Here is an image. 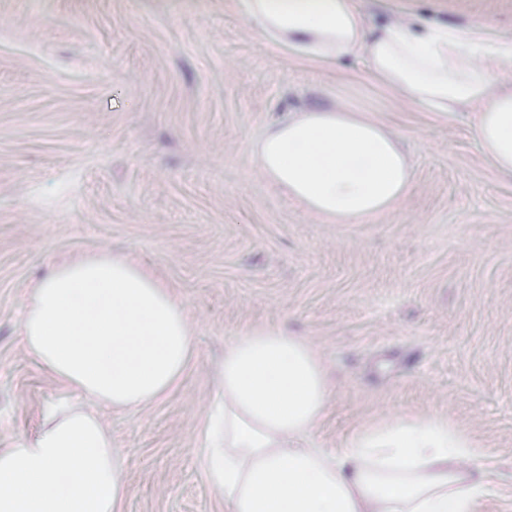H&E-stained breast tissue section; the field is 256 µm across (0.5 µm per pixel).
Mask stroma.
Segmentation results:
<instances>
[{
  "instance_id": "stroma-1",
  "label": "stroma",
  "mask_w": 512,
  "mask_h": 512,
  "mask_svg": "<svg viewBox=\"0 0 512 512\" xmlns=\"http://www.w3.org/2000/svg\"><path fill=\"white\" fill-rule=\"evenodd\" d=\"M377 21L490 22L512 0H362ZM367 112L402 138L407 196L364 224L310 215L249 151L288 109ZM154 274L196 322V355L163 399L101 408L125 449L123 512H224L199 463L226 340L307 337L334 394L335 448L390 413L439 415L484 452L482 512H512V176L474 137L357 62H299L239 0H0V448L37 430L63 388L18 322L54 263L96 250Z\"/></svg>"
}]
</instances>
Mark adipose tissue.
Returning <instances> with one entry per match:
<instances>
[{
	"mask_svg": "<svg viewBox=\"0 0 512 512\" xmlns=\"http://www.w3.org/2000/svg\"><path fill=\"white\" fill-rule=\"evenodd\" d=\"M241 4L299 58L358 61L443 119L470 112L482 153L512 174V86L493 80L512 61V39L484 25L379 24L357 0ZM250 152L264 178L336 224L390 212L413 176L401 139L360 110L303 105ZM19 329L28 353L76 397L46 407L33 439L0 448V512H122L125 452L95 408L138 411L169 393L196 352L192 317L138 264L101 252L36 283ZM219 388L199 462L224 512H482L493 493L481 452L443 418L388 415L340 447H318L331 387L305 337L258 327L230 338Z\"/></svg>",
	"mask_w": 512,
	"mask_h": 512,
	"instance_id": "adipose-tissue-1",
	"label": "adipose tissue"
}]
</instances>
